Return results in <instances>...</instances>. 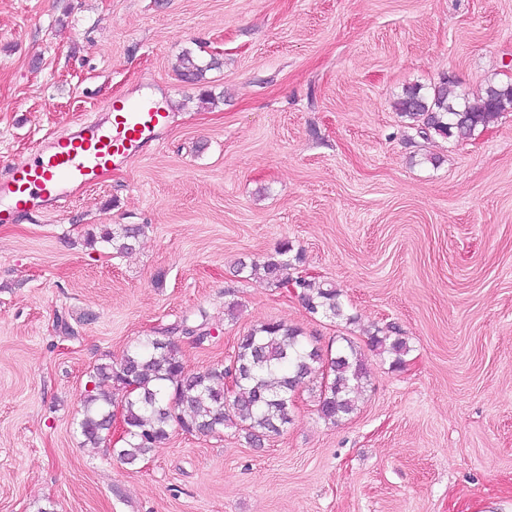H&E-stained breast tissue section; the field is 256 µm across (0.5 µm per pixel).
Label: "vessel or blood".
Masks as SVG:
<instances>
[{
  "label": "vessel or blood",
  "instance_id": "1",
  "mask_svg": "<svg viewBox=\"0 0 512 512\" xmlns=\"http://www.w3.org/2000/svg\"><path fill=\"white\" fill-rule=\"evenodd\" d=\"M109 125L84 124L69 136L48 142L34 160L15 164L0 180V223H9L27 207L58 202L65 188L85 189L97 184L116 162L143 152L158 142L170 114L152 96L133 101L107 102Z\"/></svg>",
  "mask_w": 512,
  "mask_h": 512
}]
</instances>
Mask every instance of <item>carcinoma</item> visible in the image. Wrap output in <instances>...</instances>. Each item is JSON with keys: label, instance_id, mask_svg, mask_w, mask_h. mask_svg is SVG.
I'll use <instances>...</instances> for the list:
<instances>
[{"label": "carcinoma", "instance_id": "1", "mask_svg": "<svg viewBox=\"0 0 512 512\" xmlns=\"http://www.w3.org/2000/svg\"><path fill=\"white\" fill-rule=\"evenodd\" d=\"M219 65L215 58L200 62L190 53L180 58L181 76L198 80ZM400 115L423 138L433 135L464 140L487 127L504 112H512V85H486L472 96L443 79L428 94L412 86L396 102ZM141 225L106 229L100 241L122 255L133 251ZM292 245L282 243L261 260L238 262V272L260 275L278 288L293 285L308 313L332 320H351L341 293L330 281L313 276L293 277L289 273ZM335 355L325 356L304 340L301 331L281 322H262L237 338L233 362L223 367L191 372L180 359L173 342L164 336H146L128 347L121 360L100 364L94 371V388L83 400L76 429L83 443L96 447L111 444L110 426L115 409L124 424L120 446L112 453L133 466L169 439L176 430L204 437H219L231 426L254 446L279 436L292 421V396L305 380L327 371L320 383L317 412L335 424L353 413L356 394L367 384L362 353L349 339ZM369 346L391 357L400 366L409 352L406 339L389 326L384 334L373 333ZM234 374L236 388L230 402H224V377ZM112 382L122 391L121 399L102 387Z\"/></svg>", "mask_w": 512, "mask_h": 512}]
</instances>
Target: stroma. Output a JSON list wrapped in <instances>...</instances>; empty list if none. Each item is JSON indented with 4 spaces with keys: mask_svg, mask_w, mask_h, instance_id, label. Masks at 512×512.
<instances>
[{
    "mask_svg": "<svg viewBox=\"0 0 512 512\" xmlns=\"http://www.w3.org/2000/svg\"><path fill=\"white\" fill-rule=\"evenodd\" d=\"M187 52L222 66L185 81ZM443 77L512 83V0H0L1 180L112 98L171 114L0 224V512H512V112L418 137L394 104ZM124 224L145 233L117 256L98 238ZM285 241L351 322L238 274ZM203 320V345L177 329ZM267 321L364 348L352 414L324 422L311 381L261 448L177 431L131 467L83 445L97 365L163 327L188 369L226 365ZM390 325L397 369L367 348ZM384 333L382 336L379 333ZM369 346L376 351L391 357L392 366H401L405 360L404 356L410 351L408 343L403 336H399L395 326H388L386 331L377 330L369 337Z\"/></svg>",
    "mask_w": 512,
    "mask_h": 512,
    "instance_id": "35a3bbf8",
    "label": "stroma"
}]
</instances>
